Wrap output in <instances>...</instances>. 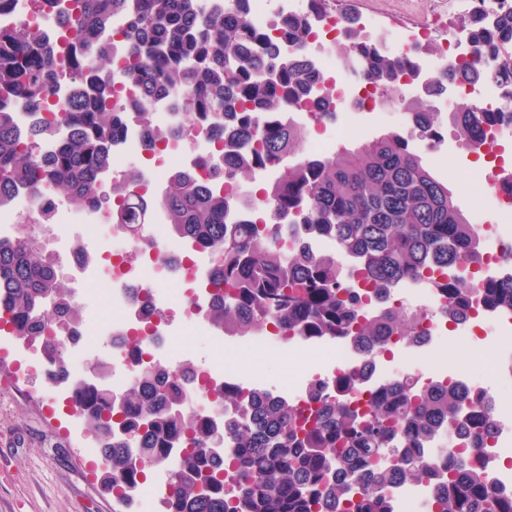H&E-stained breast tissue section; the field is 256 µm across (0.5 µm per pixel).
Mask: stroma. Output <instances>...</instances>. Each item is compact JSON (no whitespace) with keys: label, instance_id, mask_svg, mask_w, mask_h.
I'll list each match as a JSON object with an SVG mask.
<instances>
[{"label":"stroma","instance_id":"1","mask_svg":"<svg viewBox=\"0 0 512 512\" xmlns=\"http://www.w3.org/2000/svg\"><path fill=\"white\" fill-rule=\"evenodd\" d=\"M353 5L361 18L378 17L393 26L434 21L438 34L462 19L452 0H353ZM182 341L195 348L193 363L231 359L243 362V375L273 373L281 394L297 371L268 351L230 354L190 333ZM63 398L35 371L27 348L0 334V512H118L100 487L94 438Z\"/></svg>","mask_w":512,"mask_h":512}]
</instances>
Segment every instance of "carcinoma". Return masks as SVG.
<instances>
[{
  "label": "carcinoma",
  "mask_w": 512,
  "mask_h": 512,
  "mask_svg": "<svg viewBox=\"0 0 512 512\" xmlns=\"http://www.w3.org/2000/svg\"><path fill=\"white\" fill-rule=\"evenodd\" d=\"M249 2L206 10L199 0H74L67 23L80 54L67 59L75 94L60 107L69 133L58 139L38 121L18 128L9 110L19 100L39 109L56 96L55 51L36 26L0 28V207L11 204L20 190L44 183L80 205L95 206L96 183L112 163L116 132L133 120L143 128L150 150L167 144L175 131L154 123L150 104L178 90L184 96L175 109L224 151V166L215 173L239 184L252 181L265 162L282 161L303 136V128L292 123L263 130L264 114L289 112L310 98L318 121L336 118L324 76L306 52L313 35L310 17L329 12L330 0H310V12L278 23L275 38L252 22ZM339 2L345 55L358 60L369 84L393 95L400 76L415 75L410 56L380 49L363 35L351 0ZM119 15L127 18L125 76L141 87L142 97L114 104L111 53L102 35ZM458 35L487 67L478 71L462 62L443 70L446 78H481L512 88V7L496 10L490 21L469 15ZM282 44L290 48L286 55ZM430 97L423 93L407 113L408 123L423 134L437 130ZM452 117L466 148L482 126L512 122L469 102L457 105ZM48 140L54 141V151L43 160L37 149ZM261 193L257 217L240 200L231 221L230 198L189 171H175L160 202L177 237L223 259L215 284L227 291L218 292L207 318L226 336H255L269 324L301 337L355 332L369 351L414 335L421 322L416 312L382 307L360 318V296L338 275L336 257L276 248L291 222L359 257L356 275L378 296L412 275L431 270L451 275L480 252L479 234L448 182L394 131L329 157L307 155L283 167ZM112 196L117 201L112 223L125 224L134 234L148 223L155 201L139 193L137 170L113 181ZM51 216L50 208L39 207L22 217L13 238L0 239V309L9 313L5 327L11 336L42 345L58 360L55 384L68 379V370L58 340L44 335L46 321L62 331L79 321V313L61 288L52 256L40 249L30 228L49 223ZM440 288L451 320L467 317L474 294L512 310V280L471 288L450 278ZM142 344L140 336L127 341L138 366L121 406L114 405L109 386L98 384L74 399V409L102 449V484L115 495L137 488L129 480L133 473L169 468L165 512H316L330 496L345 501L352 512H391L382 494L386 484L432 481L425 444L444 431H457L477 448L493 436L497 421L484 394L433 381L421 385L411 377L380 389L361 413L344 400L354 389L344 375L340 397L312 388L318 407L307 418L283 399L264 401L256 393L246 400L234 390L213 389L217 404L240 412L226 437L222 423L182 411L189 369L144 361ZM226 442L233 447L227 463L215 453ZM432 505L437 512H512V496L500 493L477 462L451 451Z\"/></svg>",
  "instance_id": "obj_1"
}]
</instances>
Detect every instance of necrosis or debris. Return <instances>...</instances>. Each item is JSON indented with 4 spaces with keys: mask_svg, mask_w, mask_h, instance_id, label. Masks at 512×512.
<instances>
[{
    "mask_svg": "<svg viewBox=\"0 0 512 512\" xmlns=\"http://www.w3.org/2000/svg\"><path fill=\"white\" fill-rule=\"evenodd\" d=\"M427 28L421 27L401 33L402 49L410 53L418 67L417 85L433 81L442 65L463 53L464 42L450 36L436 48L434 57H427L424 37ZM343 32L335 14L327 13L314 23V36L308 52L326 75L329 86L335 87L334 99L339 122L332 126H319L318 135L310 142L311 154H332L337 139L353 136L363 128L359 115L375 112H397L400 100L381 97L363 81L357 70L348 75L337 74L329 51L330 46L341 40ZM460 100L475 102L493 112L512 110V97L497 86L458 83L450 93L434 105L440 121H447L448 111ZM155 121L166 126H180L181 137L170 140L161 152L149 156L150 162L139 171L143 190L157 192L168 171L178 167L194 170L202 181H210L214 166L223 158L203 132L191 129L188 116L172 111L168 100L153 104ZM512 136V123L483 126L477 135L474 155L482 159L486 175L480 186L487 202L494 206L493 219L479 224L478 231L483 248L479 258L463 265L461 277L482 284L491 279H512V194L503 192L491 176L502 167L500 147ZM144 143L137 125L121 128L115 139L112 167L97 182L98 206L94 209L72 211L58 207L56 191L41 186L33 191L20 192L13 206L0 209V239L14 234L22 214L32 210L34 203L53 207L57 233L54 254L59 267L74 279L79 288L77 302L89 313H97L101 303H109L116 314L112 326L104 332L113 345L108 360L112 364L127 365V354L115 345L118 336L131 334L142 321L144 305H152L157 314L149 326L144 351L148 359L175 368L182 360L174 350V343L192 326L198 335L213 336L214 331L206 319V310L215 290L210 282V272L219 264L218 254L199 249L187 250L185 243L169 244L162 230V217L141 225L138 235H130L126 225L106 222L105 216L113 206L111 185L113 177L123 172L124 161L130 156L144 155ZM307 246L315 254L335 255L343 280L349 287H357L351 271L358 264L356 257L339 252L336 243L329 239H306L302 235H288L278 243L279 248L293 250ZM178 282V290H168V282ZM386 305L400 310H414L424 319L412 338L392 343L383 353L365 355L352 338L343 336L331 343L311 338L301 340L294 336H281L266 330L257 336L243 339L242 347L261 346L275 351L283 361H300L304 369L288 382V395L296 407L305 409L311 404L309 387L319 384L324 390L335 388L337 378L353 373L358 388L351 397L353 406L361 408L378 392L380 383L414 377L422 382L438 379L451 386L464 385L485 389L496 405H503L505 394L512 392V313L489 310L482 299H473L465 321L449 323L444 314L447 300L430 280L411 277L391 288ZM477 342L491 346L494 351L496 386L484 387L479 377L467 375L448 367L422 370L413 360L444 342ZM331 348L330 360L320 361L323 348ZM239 372L233 366L221 364L201 368L198 384L189 389L184 409L213 419H231L232 411L219 409L212 402L208 390L224 383L236 384ZM481 456L487 472L504 493L512 494V418L500 417L492 439L483 447Z\"/></svg>",
    "mask_w": 512,
    "mask_h": 512,
    "instance_id": "necrosis-or-debris-1",
    "label": "necrosis or debris"
}]
</instances>
